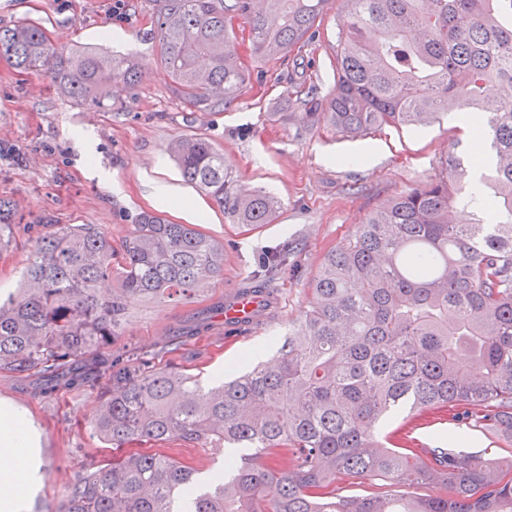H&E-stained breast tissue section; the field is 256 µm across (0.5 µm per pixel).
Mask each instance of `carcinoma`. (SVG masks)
Listing matches in <instances>:
<instances>
[{
    "label": "carcinoma",
    "mask_w": 512,
    "mask_h": 512,
    "mask_svg": "<svg viewBox=\"0 0 512 512\" xmlns=\"http://www.w3.org/2000/svg\"><path fill=\"white\" fill-rule=\"evenodd\" d=\"M152 2V38L178 95L211 112L246 83L233 19L249 24L254 54L286 60L315 36L330 0ZM341 2L336 93L323 100L293 79L279 117L366 137L448 112L468 127L481 108L496 157L484 186L462 191L466 173L453 157L373 212L324 257L312 302L273 364L243 356L210 388L151 358L109 359L100 349L119 336L131 301L190 300L223 276V245L151 213L137 217L120 254L91 224H61L41 238L19 291L0 298V371L35 378L44 397L107 378L116 394L91 426L126 449L71 483L58 512H512V459L402 448L382 432L405 407H448L453 420L512 441V0ZM0 58L103 109L141 80L132 56L58 52L30 22L0 28ZM299 104L306 111L296 114ZM169 150L224 218L274 221L279 202L234 186L208 140L182 137ZM287 269L288 251L269 253L243 289L265 307ZM174 439L254 452L225 457L203 490L191 466L131 449ZM341 477L388 487L343 496Z\"/></svg>",
    "instance_id": "obj_1"
}]
</instances>
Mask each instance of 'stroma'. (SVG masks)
Wrapping results in <instances>:
<instances>
[{
  "instance_id": "stroma-1",
  "label": "stroma",
  "mask_w": 512,
  "mask_h": 512,
  "mask_svg": "<svg viewBox=\"0 0 512 512\" xmlns=\"http://www.w3.org/2000/svg\"><path fill=\"white\" fill-rule=\"evenodd\" d=\"M0 0V27L21 21L42 26L59 51L76 46L134 53L142 80L109 110L76 104L59 95L48 76L22 73L0 60V198L11 201L15 224L0 232V296L16 291L36 242L58 224H92L121 248L137 213H155L174 224H195L223 242L224 275L194 299L174 303L156 297L129 305L116 351L157 354V367L212 383L214 369L264 346L272 362L276 344L291 332L312 300V283L331 249L345 243L359 224L389 199L434 176L446 153L475 159L470 131L441 118L424 129L386 127L354 137L277 116L290 88L281 59L252 55L249 25L234 21L239 60L249 75L240 97L225 109L193 112L181 103L150 37V0ZM345 22L340 0L317 21V34L300 60L320 97L336 91V40ZM184 135H199L224 154L235 183L277 197L273 223L231 224L223 211L187 183L167 148ZM167 185L173 201L153 197ZM291 244L294 268L275 282L278 302L259 328L236 337L223 321L178 349L160 353L174 326L197 309L238 288L272 247ZM112 388L93 385L51 398L33 380L0 372V400L14 403L40 434L44 482L29 512H56L67 486L111 459L113 451L90 428ZM456 426L451 411H434L404 432L419 446L444 447Z\"/></svg>"
}]
</instances>
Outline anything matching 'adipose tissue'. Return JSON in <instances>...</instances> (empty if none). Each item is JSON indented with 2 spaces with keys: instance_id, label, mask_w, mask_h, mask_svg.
<instances>
[{
  "instance_id": "ef3b65f1",
  "label": "adipose tissue",
  "mask_w": 512,
  "mask_h": 512,
  "mask_svg": "<svg viewBox=\"0 0 512 512\" xmlns=\"http://www.w3.org/2000/svg\"><path fill=\"white\" fill-rule=\"evenodd\" d=\"M44 472L36 433L28 417L0 401V512H26Z\"/></svg>"
}]
</instances>
